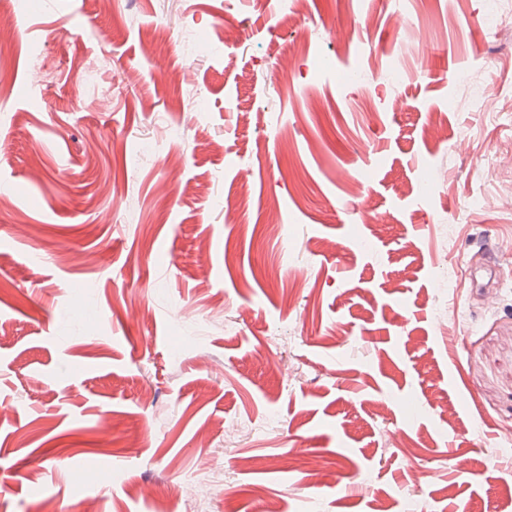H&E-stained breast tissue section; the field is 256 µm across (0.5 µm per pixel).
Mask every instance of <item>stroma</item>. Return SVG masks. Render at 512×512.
Listing matches in <instances>:
<instances>
[{
  "label": "stroma",
  "mask_w": 512,
  "mask_h": 512,
  "mask_svg": "<svg viewBox=\"0 0 512 512\" xmlns=\"http://www.w3.org/2000/svg\"><path fill=\"white\" fill-rule=\"evenodd\" d=\"M486 10L0 9V512H512V99L475 104L512 90V0Z\"/></svg>",
  "instance_id": "stroma-1"
}]
</instances>
